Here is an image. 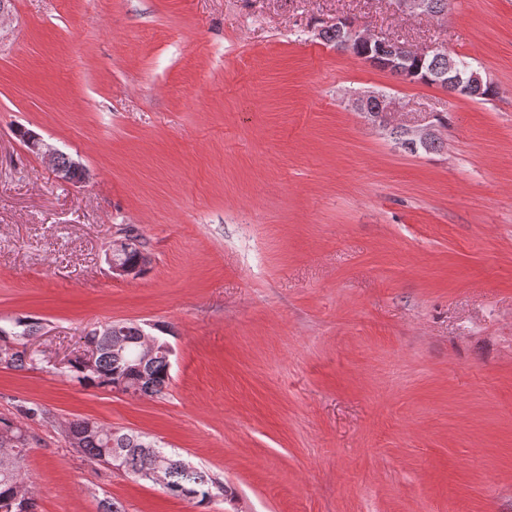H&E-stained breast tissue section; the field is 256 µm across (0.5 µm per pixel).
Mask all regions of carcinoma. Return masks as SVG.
Masks as SVG:
<instances>
[{
    "label": "carcinoma",
    "mask_w": 512,
    "mask_h": 512,
    "mask_svg": "<svg viewBox=\"0 0 512 512\" xmlns=\"http://www.w3.org/2000/svg\"><path fill=\"white\" fill-rule=\"evenodd\" d=\"M376 67L394 76L424 84H433L437 76L448 70L444 55L432 54L423 59L407 60L403 71L390 68L386 62L377 61ZM125 253L127 263L145 272L150 264L146 244L136 235ZM21 332H9L0 327V364L15 370L35 369L41 359L9 344V338L33 340L40 332L38 323L19 320ZM143 326L134 323L108 324L93 329L86 341L96 350L93 364L86 363L77 354L65 365V374L86 387L109 388L135 395L158 396L164 393L170 380V353L163 336H155L157 345L147 348L141 342ZM66 439L71 447L83 456L112 466L113 460L122 465V472L134 478L156 465H161L165 483L163 487L176 497L209 501L214 492H223L224 485L205 472L185 463L178 455L142 439L132 432H122L105 427L89 418L71 421L66 429ZM10 445L19 449L12 459L0 458V512H36V500L27 487L24 460L30 445V436L23 424L12 418L0 416V447Z\"/></svg>",
    "instance_id": "obj_1"
}]
</instances>
